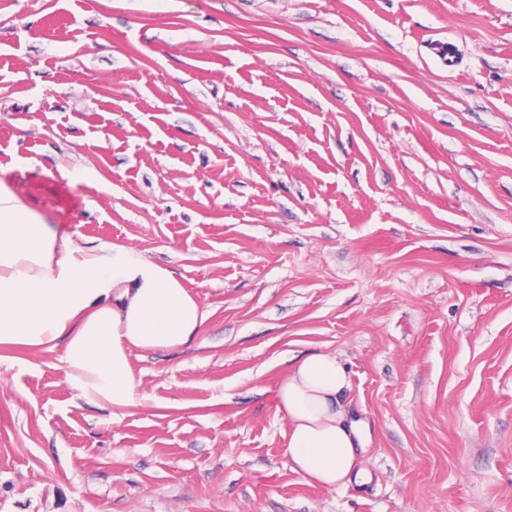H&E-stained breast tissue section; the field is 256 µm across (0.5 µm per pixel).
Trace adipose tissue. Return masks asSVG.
I'll return each instance as SVG.
<instances>
[{"label":"adipose tissue","instance_id":"obj_1","mask_svg":"<svg viewBox=\"0 0 512 512\" xmlns=\"http://www.w3.org/2000/svg\"><path fill=\"white\" fill-rule=\"evenodd\" d=\"M207 319L169 269L132 247L58 233L0 187V345L60 350L78 399L120 412L143 406L133 351L189 347ZM350 386L336 356L313 352L276 390L293 470L327 488L369 479L371 427L343 407Z\"/></svg>","mask_w":512,"mask_h":512}]
</instances>
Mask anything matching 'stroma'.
Segmentation results:
<instances>
[{
  "label": "stroma",
  "mask_w": 512,
  "mask_h": 512,
  "mask_svg": "<svg viewBox=\"0 0 512 512\" xmlns=\"http://www.w3.org/2000/svg\"><path fill=\"white\" fill-rule=\"evenodd\" d=\"M0 184L208 313L115 415L1 346L0 512H512V0H0ZM321 351L362 486L284 452Z\"/></svg>",
  "instance_id": "obj_1"
}]
</instances>
